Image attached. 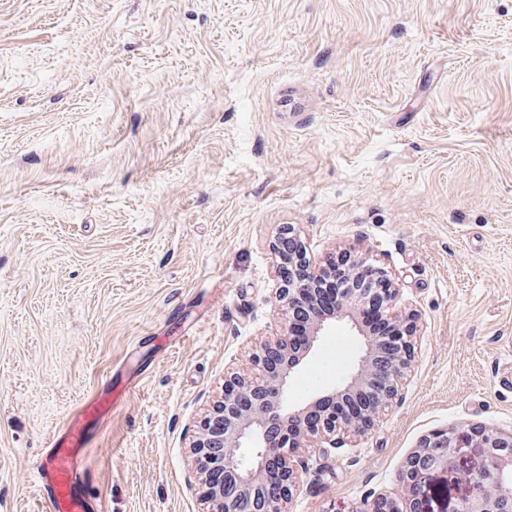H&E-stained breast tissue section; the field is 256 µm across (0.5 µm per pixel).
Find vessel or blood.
I'll list each match as a JSON object with an SVG mask.
<instances>
[{
    "label": "vessel or blood",
    "instance_id": "vessel-or-blood-1",
    "mask_svg": "<svg viewBox=\"0 0 512 512\" xmlns=\"http://www.w3.org/2000/svg\"><path fill=\"white\" fill-rule=\"evenodd\" d=\"M104 379H97L72 408L63 425L53 431L38 464V501L43 512H91L82 494L94 475L86 460L89 419L103 420L115 413L121 397L104 401Z\"/></svg>",
    "mask_w": 512,
    "mask_h": 512
}]
</instances>
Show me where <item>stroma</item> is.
<instances>
[{"instance_id":"obj_1","label":"stroma","mask_w":512,"mask_h":512,"mask_svg":"<svg viewBox=\"0 0 512 512\" xmlns=\"http://www.w3.org/2000/svg\"><path fill=\"white\" fill-rule=\"evenodd\" d=\"M285 226L316 265L373 255L420 315L396 400L287 512L399 497L447 427L512 431V0H0V512H42L49 434L141 372L90 426L85 496L211 512L192 440L281 331ZM359 353L337 325L302 380Z\"/></svg>"}]
</instances>
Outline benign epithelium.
<instances>
[{"label": "benign epithelium", "mask_w": 512, "mask_h": 512, "mask_svg": "<svg viewBox=\"0 0 512 512\" xmlns=\"http://www.w3.org/2000/svg\"><path fill=\"white\" fill-rule=\"evenodd\" d=\"M278 287L275 300L285 313L279 336L265 340L250 355L249 366L224 376V390L199 422L193 445L203 496L212 512H283L305 469L299 448L318 443L336 447V435L362 436L398 394L400 380L415 357L418 317L397 309V288L378 260L340 248L330 263L343 262L344 280L336 309L312 319L305 330L293 328V312L315 305L322 270L307 281L293 269L310 265L303 243L291 227H282L271 244ZM384 312L395 326L389 355L379 350L363 323L368 306ZM347 322L362 340L361 353L345 380L300 402H290L295 379L332 328ZM470 451L480 464L463 472L472 493L448 512H512V431L486 425H462L427 437L403 462L398 482L407 512H425L422 503L436 477L456 468ZM353 512H399L384 495L364 498Z\"/></svg>", "instance_id": "1"}]
</instances>
